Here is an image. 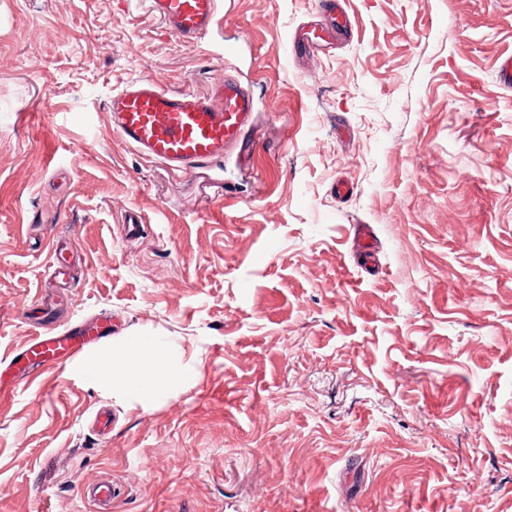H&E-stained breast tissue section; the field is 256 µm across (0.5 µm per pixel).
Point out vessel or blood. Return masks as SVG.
Here are the masks:
<instances>
[{"mask_svg": "<svg viewBox=\"0 0 512 512\" xmlns=\"http://www.w3.org/2000/svg\"><path fill=\"white\" fill-rule=\"evenodd\" d=\"M152 13L182 40L205 36L219 11V0H147ZM318 20L296 32L292 41L300 57L314 55L317 43H331L350 27V19L336 0H319ZM113 131L140 155L161 163L170 173L223 160L233 154L249 161L253 144L247 133L254 121L253 97L248 87L232 75L216 79L204 94L160 88L146 81L127 82L108 104ZM37 329L12 362L22 376L48 369L62 355L75 356L102 338V324L79 323L54 330L45 315H38ZM83 497L95 512H112L116 488L104 479L82 487Z\"/></svg>", "mask_w": 512, "mask_h": 512, "instance_id": "obj_1", "label": "vessel or blood"}]
</instances>
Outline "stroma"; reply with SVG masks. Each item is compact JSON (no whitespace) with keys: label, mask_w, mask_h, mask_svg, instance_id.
Listing matches in <instances>:
<instances>
[{"label":"stroma","mask_w":512,"mask_h":512,"mask_svg":"<svg viewBox=\"0 0 512 512\" xmlns=\"http://www.w3.org/2000/svg\"><path fill=\"white\" fill-rule=\"evenodd\" d=\"M346 7L351 41L302 62L315 0H223L198 40L142 0H0V512H92L103 475L114 512H512V0ZM218 72L253 93L249 165L176 176L112 132L127 82ZM45 288L58 325L193 375L148 408L67 357L21 379ZM82 496L95 505L96 512H112V500L116 498V487L109 479L101 480L81 489Z\"/></svg>","instance_id":"1"}]
</instances>
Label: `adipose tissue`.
I'll return each instance as SVG.
<instances>
[{
  "instance_id": "adipose-tissue-1",
  "label": "adipose tissue",
  "mask_w": 512,
  "mask_h": 512,
  "mask_svg": "<svg viewBox=\"0 0 512 512\" xmlns=\"http://www.w3.org/2000/svg\"><path fill=\"white\" fill-rule=\"evenodd\" d=\"M77 371L115 398L148 406L181 386L192 368L179 346L132 336L78 365Z\"/></svg>"
}]
</instances>
